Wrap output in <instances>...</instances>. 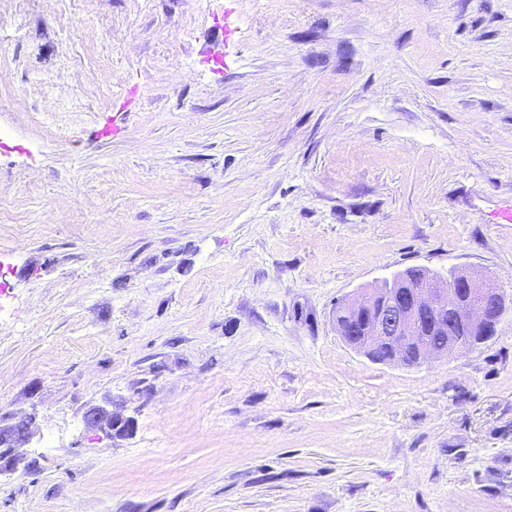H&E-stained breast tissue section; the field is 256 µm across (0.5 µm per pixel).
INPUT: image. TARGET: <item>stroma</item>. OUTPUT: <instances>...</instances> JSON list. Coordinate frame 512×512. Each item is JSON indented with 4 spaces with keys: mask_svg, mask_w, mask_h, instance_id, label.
<instances>
[{
    "mask_svg": "<svg viewBox=\"0 0 512 512\" xmlns=\"http://www.w3.org/2000/svg\"><path fill=\"white\" fill-rule=\"evenodd\" d=\"M511 209L512 0H0V512H512V316L336 331L410 267L512 296ZM451 282L448 288L447 277L427 270L411 286L403 272L397 273L386 279L387 288L341 300L337 331L379 363L406 364L413 355L421 363L473 349L495 336L499 323L512 313V299L469 273L458 272ZM459 329L467 336H457ZM83 421L87 428L103 431L111 437H127L136 429L135 419L113 412L112 401L108 398L91 405L85 412ZM32 418L0 413V477H11L31 468L36 460L20 453L29 442Z\"/></svg>",
    "mask_w": 512,
    "mask_h": 512,
    "instance_id": "1",
    "label": "stroma"
}]
</instances>
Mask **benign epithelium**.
Listing matches in <instances>:
<instances>
[{
  "label": "benign epithelium",
  "instance_id": "benign-epithelium-1",
  "mask_svg": "<svg viewBox=\"0 0 512 512\" xmlns=\"http://www.w3.org/2000/svg\"><path fill=\"white\" fill-rule=\"evenodd\" d=\"M386 283L337 304L342 311V320L336 323L339 335L379 363L405 364L414 355L421 363L470 350L494 336L499 323L512 313L511 298L465 272L449 279L429 270L414 286L397 273ZM83 421L87 428L112 437H127L136 429L135 419L112 411L108 398L91 405ZM31 425L30 417L0 413L1 478L34 465L35 459L19 452L29 442Z\"/></svg>",
  "mask_w": 512,
  "mask_h": 512
}]
</instances>
